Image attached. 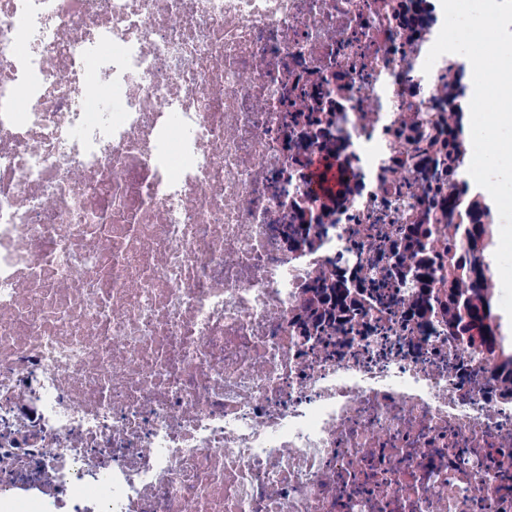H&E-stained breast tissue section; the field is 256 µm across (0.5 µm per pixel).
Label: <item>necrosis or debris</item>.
Instances as JSON below:
<instances>
[{
  "label": "necrosis or debris",
  "instance_id": "obj_1",
  "mask_svg": "<svg viewBox=\"0 0 512 512\" xmlns=\"http://www.w3.org/2000/svg\"><path fill=\"white\" fill-rule=\"evenodd\" d=\"M443 21L0 0V512H512L500 218L470 62L423 70Z\"/></svg>",
  "mask_w": 512,
  "mask_h": 512
}]
</instances>
